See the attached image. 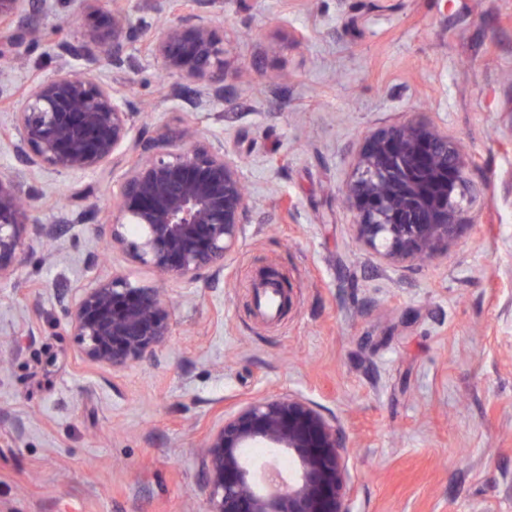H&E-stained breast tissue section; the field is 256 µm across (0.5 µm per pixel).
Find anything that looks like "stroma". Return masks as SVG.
Returning <instances> with one entry per match:
<instances>
[{"label":"stroma","mask_w":512,"mask_h":512,"mask_svg":"<svg viewBox=\"0 0 512 512\" xmlns=\"http://www.w3.org/2000/svg\"><path fill=\"white\" fill-rule=\"evenodd\" d=\"M0 95L16 102L90 23L68 0ZM230 43L224 98L192 110L156 65L100 67L147 135L194 121L258 200L223 275L161 284L172 335L115 372L84 363L65 305L119 271L157 283L100 233L114 168H34L41 223L88 215L0 283V512H205L200 445L223 413L298 393L342 429L350 512H512V0H205ZM420 119L472 160L468 222L427 262H390L343 200L364 135ZM273 267L291 306L257 316Z\"/></svg>","instance_id":"obj_1"}]
</instances>
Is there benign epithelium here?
Here are the masks:
<instances>
[{
  "instance_id": "benign-epithelium-1",
  "label": "benign epithelium",
  "mask_w": 512,
  "mask_h": 512,
  "mask_svg": "<svg viewBox=\"0 0 512 512\" xmlns=\"http://www.w3.org/2000/svg\"><path fill=\"white\" fill-rule=\"evenodd\" d=\"M97 4L107 21L58 45L60 64L38 80L15 111V156L21 168L0 174V283L16 275L33 243L63 235L87 217L41 224L23 190L29 168L74 176L103 172L141 151L112 185L106 208L109 244L149 267L160 281L193 284L230 264L254 202L241 167L224 143L188 144L191 126L145 139L133 105L103 81L102 64L130 61L143 27L158 25L148 61L197 86L192 105L205 110L224 95L228 44L198 13H174L168 0H143L132 22L121 0H69L74 13ZM53 0H0V82L22 63L39 35L38 14ZM90 66L76 68L71 59ZM468 159L435 126L417 119L364 137L344 195L360 239L388 261L423 260L448 250L463 227ZM136 228L128 236L126 229ZM81 358L124 370L156 354L172 335V305L160 290L122 273L93 279L66 307ZM248 448L288 452L287 479L273 473L261 486ZM207 512H348L346 445L336 421L299 394L241 403L204 439Z\"/></svg>"
}]
</instances>
